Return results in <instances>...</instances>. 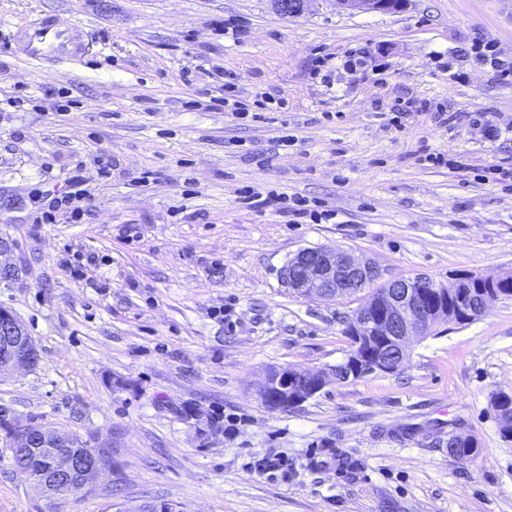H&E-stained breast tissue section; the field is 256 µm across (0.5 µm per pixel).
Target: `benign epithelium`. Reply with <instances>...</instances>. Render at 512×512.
Returning <instances> with one entry per match:
<instances>
[{"mask_svg": "<svg viewBox=\"0 0 512 512\" xmlns=\"http://www.w3.org/2000/svg\"><path fill=\"white\" fill-rule=\"evenodd\" d=\"M310 0H273L277 12L296 16L304 12ZM336 7L349 12L399 13L407 0H334ZM379 270L360 262L348 253L327 247L305 248L297 251L282 268L283 282L302 297L343 296L368 281H377ZM448 295V286L432 278L419 276L391 278L383 282L377 300H367L352 320L350 335L361 344L379 341V346L368 361L353 357L349 364L362 374L369 370L395 371L401 366L412 336H427L433 326L448 319V305L437 298ZM38 355L31 336L21 321L7 310L0 311V367L11 364L32 368ZM328 383L324 372L305 370L293 373L288 368L270 371L259 386L261 398L276 407L297 406ZM10 444L16 450L50 454L51 466L43 474L45 486H53L77 472L94 482L111 462L100 458L96 450L81 452L67 448L70 438L49 429L30 424L10 425Z\"/></svg>", "mask_w": 512, "mask_h": 512, "instance_id": "obj_1", "label": "benign epithelium"}]
</instances>
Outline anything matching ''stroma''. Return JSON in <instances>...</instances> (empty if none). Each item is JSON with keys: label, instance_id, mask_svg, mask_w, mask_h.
I'll return each mask as SVG.
<instances>
[{"label": "stroma", "instance_id": "1", "mask_svg": "<svg viewBox=\"0 0 512 512\" xmlns=\"http://www.w3.org/2000/svg\"><path fill=\"white\" fill-rule=\"evenodd\" d=\"M41 14L82 25L86 56L16 57L14 26ZM478 39L512 60V0H310L294 17L272 0H0V261L17 271L0 307L39 358L0 368V407L112 455L93 487L50 499L0 445V512H512L490 406L512 392V299L412 338L397 372L294 408L257 393L271 370L346 361L368 295L295 294L280 271L299 249L385 280L512 271V187L481 179L512 168V84ZM78 161L83 219L36 223ZM252 186L269 205L239 204ZM297 198L334 219L292 223ZM456 434L478 454H450ZM336 7L349 12H373L399 13L407 0H334ZM474 50L478 62L484 65L489 64L501 81L512 83V62L501 60L493 45L479 43Z\"/></svg>", "mask_w": 512, "mask_h": 512}]
</instances>
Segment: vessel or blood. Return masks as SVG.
<instances>
[{
    "mask_svg": "<svg viewBox=\"0 0 512 512\" xmlns=\"http://www.w3.org/2000/svg\"><path fill=\"white\" fill-rule=\"evenodd\" d=\"M10 49L38 64L76 61L83 54V29L75 21L42 15L15 27Z\"/></svg>",
    "mask_w": 512,
    "mask_h": 512,
    "instance_id": "b4317fda",
    "label": "vessel or blood"
}]
</instances>
